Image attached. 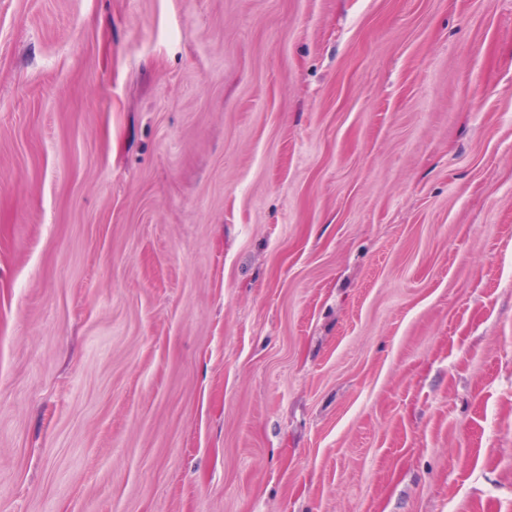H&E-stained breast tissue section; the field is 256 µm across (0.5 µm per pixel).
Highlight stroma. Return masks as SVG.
<instances>
[{"label": "stroma", "instance_id": "obj_1", "mask_svg": "<svg viewBox=\"0 0 512 512\" xmlns=\"http://www.w3.org/2000/svg\"><path fill=\"white\" fill-rule=\"evenodd\" d=\"M0 512H512V0H0Z\"/></svg>", "mask_w": 512, "mask_h": 512}]
</instances>
